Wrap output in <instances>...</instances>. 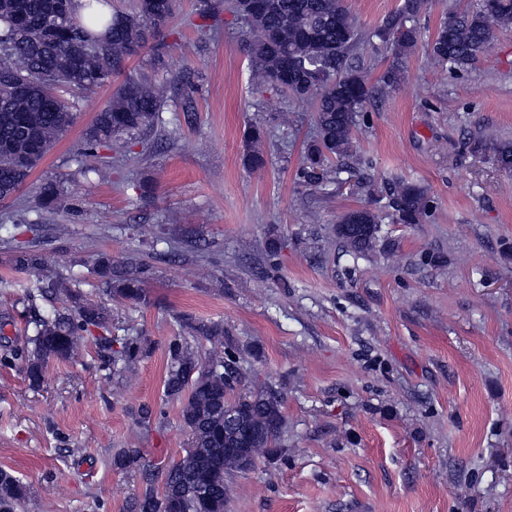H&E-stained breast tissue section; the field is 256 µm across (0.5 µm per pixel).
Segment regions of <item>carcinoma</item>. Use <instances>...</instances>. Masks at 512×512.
I'll list each match as a JSON object with an SVG mask.
<instances>
[{
	"label": "carcinoma",
	"mask_w": 512,
	"mask_h": 512,
	"mask_svg": "<svg viewBox=\"0 0 512 512\" xmlns=\"http://www.w3.org/2000/svg\"><path fill=\"white\" fill-rule=\"evenodd\" d=\"M178 0H134L130 12L114 11L110 0H0V199L15 194L55 143L74 124L76 115L58 94L61 88L90 91L123 74L125 62L140 55L175 15ZM426 0H404L374 36L392 60L370 84L349 62L361 36L344 0H224L233 17L243 51L257 83L284 91L301 101L314 102L316 136L304 150L301 174L317 186L333 178L352 156L353 133L366 102L376 93L397 88L405 78V64L420 38L416 16ZM512 24V0H478L470 9L444 17L428 44L440 66L463 68L482 54L494 36V27ZM185 70L158 82L140 73L128 74L114 89L112 102L85 128L75 156H97L100 149L132 145L161 122L168 94L185 81ZM259 126L250 128L243 164L264 166L254 145L264 138ZM44 205L51 213L71 210V204L49 186ZM389 207L395 224H419L433 209L427 189L398 181L390 189ZM334 234L353 255H365L381 242L380 217L360 207L344 213ZM21 271L38 272L31 301L32 335L29 347L0 357L10 364L24 361L26 377L40 385L52 360L78 355L94 328L108 323L105 310L78 289L66 290V306L40 313L36 298L51 304L59 300L64 282L43 273V259L21 250L13 258ZM93 272L104 291L132 304L147 303L142 266H120L101 258ZM212 348L206 355L193 349L188 336L168 344L165 396H187L180 411L190 431L186 454L164 472L141 469L144 490L127 512H224L230 494L226 476L243 471L228 448H246L251 459L279 456L284 426L282 399L270 387H254L236 395L242 384L241 351L224 345V327L201 323L192 327ZM108 351V365L135 362L145 352L143 338L129 333L120 349L112 337L100 336ZM235 410L240 425L224 424V411ZM141 459V449L125 448L113 466L130 467ZM30 488L10 470L0 468V512H21Z\"/></svg>",
	"instance_id": "1"
}]
</instances>
